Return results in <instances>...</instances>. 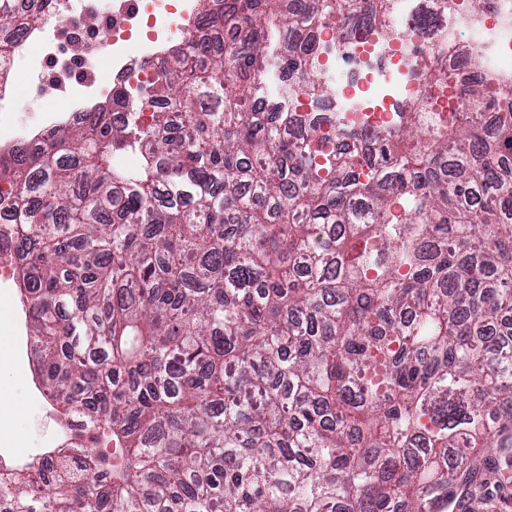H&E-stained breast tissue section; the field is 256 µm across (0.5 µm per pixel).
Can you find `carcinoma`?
<instances>
[{
	"instance_id": "carcinoma-1",
	"label": "carcinoma",
	"mask_w": 512,
	"mask_h": 512,
	"mask_svg": "<svg viewBox=\"0 0 512 512\" xmlns=\"http://www.w3.org/2000/svg\"><path fill=\"white\" fill-rule=\"evenodd\" d=\"M206 2L230 41L189 34L110 109L0 151L37 378L84 447L0 476V512L508 507L512 86L473 76L463 120L435 67L370 132L320 111L316 31L407 40L397 0ZM25 24L0 0L10 49Z\"/></svg>"
}]
</instances>
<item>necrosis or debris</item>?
Wrapping results in <instances>:
<instances>
[{
	"label": "necrosis or debris",
	"mask_w": 512,
	"mask_h": 512,
	"mask_svg": "<svg viewBox=\"0 0 512 512\" xmlns=\"http://www.w3.org/2000/svg\"><path fill=\"white\" fill-rule=\"evenodd\" d=\"M168 0H151V10H142L139 0H52L50 9L30 22L21 41L33 45L34 53L12 52L6 67L10 72L35 70L38 52L48 51L57 41H67L72 53L61 68L76 76L78 83L94 84L100 94L111 93L113 86L135 82L136 59L150 60L162 43L182 37L189 9L175 12ZM66 17L57 25V17ZM446 64L453 77L452 92L439 102L441 108L460 110V94L474 68L512 79V0H488L479 25H471L466 7L449 14ZM339 20L325 24L317 33L321 47L319 62L324 71L337 75L336 95L327 109L331 112L367 113L371 125L390 122L399 107L410 103L418 87L412 71L426 68L428 53L413 57L397 54L393 43L375 35L351 39L338 38ZM112 71L111 82L95 81L97 65ZM398 81L400 96L379 95V88Z\"/></svg>",
	"instance_id": "necrosis-or-debris-1"
}]
</instances>
